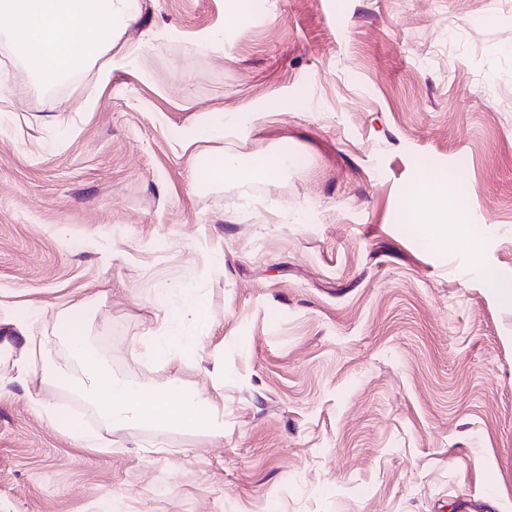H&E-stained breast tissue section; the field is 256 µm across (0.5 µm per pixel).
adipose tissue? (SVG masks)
Segmentation results:
<instances>
[{
  "label": "adipose tissue",
  "instance_id": "ef3b65f1",
  "mask_svg": "<svg viewBox=\"0 0 512 512\" xmlns=\"http://www.w3.org/2000/svg\"><path fill=\"white\" fill-rule=\"evenodd\" d=\"M139 13L140 0H0V15L11 21L8 38L21 59L48 81L92 65L117 46L122 59L131 58L133 48L120 46L119 41ZM280 174L279 160L239 153L209 163L203 179L212 184L246 183L258 177L275 180ZM407 200L429 214V221L418 224L417 230L430 246L477 252V243L466 233L470 215L459 208L458 195L446 178L419 177ZM56 332L70 337L82 363L75 385L107 430H121L134 422L191 430L216 422L214 405L176 384H134L113 376L104 361L86 349L78 317L60 320Z\"/></svg>",
  "mask_w": 512,
  "mask_h": 512
}]
</instances>
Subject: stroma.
<instances>
[{
    "label": "stroma",
    "mask_w": 512,
    "mask_h": 512,
    "mask_svg": "<svg viewBox=\"0 0 512 512\" xmlns=\"http://www.w3.org/2000/svg\"><path fill=\"white\" fill-rule=\"evenodd\" d=\"M123 40L46 84L0 38V512H512V303L480 273L512 278V0H142ZM235 152L291 162L197 183ZM423 174L467 195L480 260L418 238ZM186 289L204 319L165 322ZM83 308L113 375L217 424L111 433L45 379ZM164 332L195 345L149 357ZM278 109L268 107L260 109H249L242 112H230L225 114V125L237 128L242 133H247L254 126L255 122L270 112H277Z\"/></svg>",
    "instance_id": "1"
}]
</instances>
